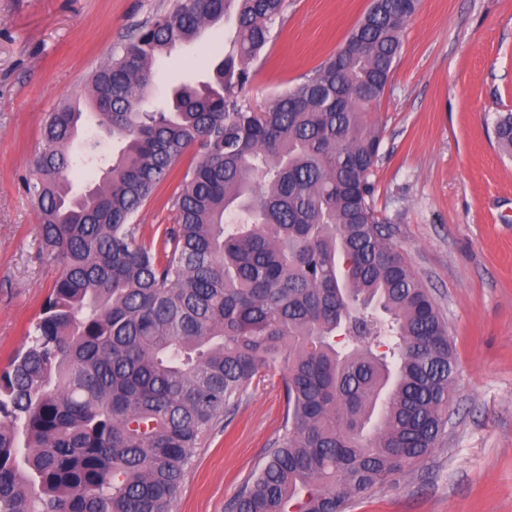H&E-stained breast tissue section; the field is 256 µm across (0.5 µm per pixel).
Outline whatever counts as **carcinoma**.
<instances>
[{"label":"carcinoma","mask_w":512,"mask_h":512,"mask_svg":"<svg viewBox=\"0 0 512 512\" xmlns=\"http://www.w3.org/2000/svg\"><path fill=\"white\" fill-rule=\"evenodd\" d=\"M284 0H178L86 93L121 143L46 117L24 187L61 270L0 370V512H173L195 449L281 362V438L226 512H343L437 447L455 392L448 326L372 205L379 116L419 0H371L341 48L265 111L241 93ZM225 17L198 85L155 63ZM494 137L512 158V112ZM189 151L161 245L134 217ZM104 170L73 191L72 174Z\"/></svg>","instance_id":"carcinoma-1"}]
</instances>
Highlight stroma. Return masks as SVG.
<instances>
[{
	"label": "stroma",
	"mask_w": 512,
	"mask_h": 512,
	"mask_svg": "<svg viewBox=\"0 0 512 512\" xmlns=\"http://www.w3.org/2000/svg\"><path fill=\"white\" fill-rule=\"evenodd\" d=\"M176 0H0V368L19 349L59 274L21 178L49 112L82 97L100 63ZM370 0H284L245 90L271 105L333 55ZM231 23L156 65V97L179 67L199 80ZM512 111V0H421L381 103L373 206L431 292L457 358L448 423L415 470L346 512H512V159L491 133ZM174 171L135 216L145 239L172 223ZM282 371L253 384L196 449L174 512H224L278 439Z\"/></svg>",
	"instance_id": "obj_1"
}]
</instances>
